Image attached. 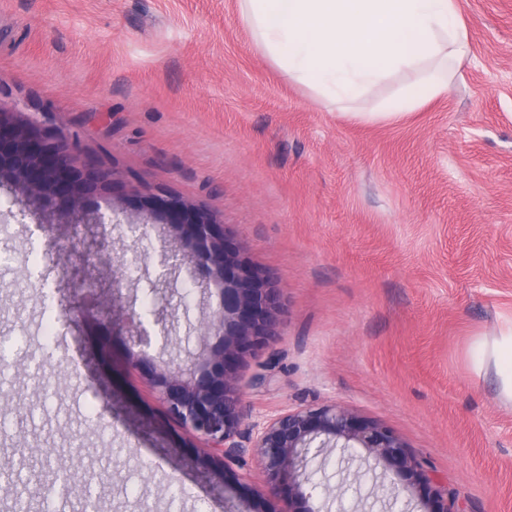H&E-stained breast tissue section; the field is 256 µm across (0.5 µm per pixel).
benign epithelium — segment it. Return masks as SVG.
Wrapping results in <instances>:
<instances>
[{
    "label": "benign epithelium",
    "instance_id": "7a95c632",
    "mask_svg": "<svg viewBox=\"0 0 512 512\" xmlns=\"http://www.w3.org/2000/svg\"><path fill=\"white\" fill-rule=\"evenodd\" d=\"M113 180L114 174L98 165L74 167L62 134L0 111V185L12 192L19 215L104 228L118 224L124 208L108 196ZM125 218L138 240L149 237V225H158L160 263H166L168 251H178L188 259L190 282L217 290L207 334L218 341L188 373L172 360H155L157 337L132 306L99 301L95 312L99 324L131 337L128 365L149 366L165 417L204 441L200 467L225 470L250 461L258 492L276 496L286 486L288 496L300 500L302 512H316L304 490L311 484L309 464L324 449L339 448L363 461L367 471L389 480L390 493L401 489L417 498L423 512H454L448 507L452 495L435 488L432 472L380 423L336 405L248 421L244 399L249 383L239 368L247 353L279 335L284 304L274 278L244 256L207 209L177 195L148 193Z\"/></svg>",
    "mask_w": 512,
    "mask_h": 512
}]
</instances>
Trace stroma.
Wrapping results in <instances>:
<instances>
[{
    "label": "stroma",
    "mask_w": 512,
    "mask_h": 512,
    "mask_svg": "<svg viewBox=\"0 0 512 512\" xmlns=\"http://www.w3.org/2000/svg\"><path fill=\"white\" fill-rule=\"evenodd\" d=\"M471 51L446 94L402 119L361 121L290 80L257 45L238 0H0V110L76 138L75 165L112 170L134 208L163 189L208 209L282 291L280 334L242 368L252 420L339 404L391 428L460 512H512V405L474 342L512 319V0H457ZM0 189V389L6 435L33 461L65 451L95 512H224L195 464L202 446L164 424L128 336L82 319L73 272L92 251L112 298L119 268L148 262L122 225L17 221ZM175 316L166 358L212 344L207 297L183 269L143 317ZM56 334L46 337L47 323ZM317 469L320 512H420L359 500L371 475ZM230 494L255 512L252 470ZM344 496H337V486Z\"/></svg>",
    "instance_id": "35a3bbf8"
}]
</instances>
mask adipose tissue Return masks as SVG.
Wrapping results in <instances>:
<instances>
[{
  "label": "adipose tissue",
  "instance_id": "ef3b65f1",
  "mask_svg": "<svg viewBox=\"0 0 512 512\" xmlns=\"http://www.w3.org/2000/svg\"><path fill=\"white\" fill-rule=\"evenodd\" d=\"M258 45L294 82L353 103L399 80L370 119L409 114L446 93L470 53L456 0H239ZM476 368L494 367L512 403V325L478 342Z\"/></svg>",
  "mask_w": 512,
  "mask_h": 512
}]
</instances>
